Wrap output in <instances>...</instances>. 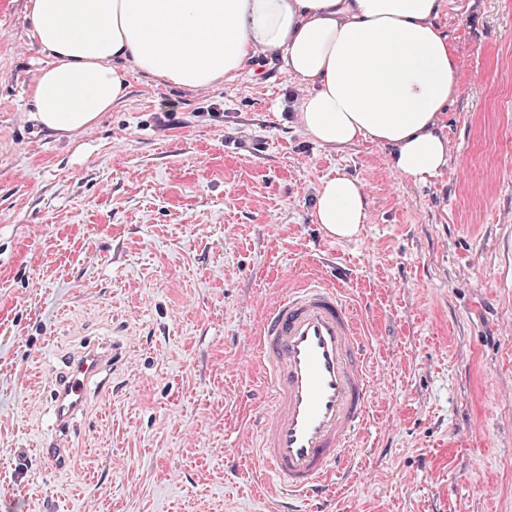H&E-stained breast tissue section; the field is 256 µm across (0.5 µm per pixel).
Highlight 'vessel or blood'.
Instances as JSON below:
<instances>
[{
  "instance_id": "vessel-or-blood-1",
  "label": "vessel or blood",
  "mask_w": 512,
  "mask_h": 512,
  "mask_svg": "<svg viewBox=\"0 0 512 512\" xmlns=\"http://www.w3.org/2000/svg\"><path fill=\"white\" fill-rule=\"evenodd\" d=\"M368 359L369 341L345 292L321 278L289 287L264 314L251 365L272 411L256 424L258 452L284 512L298 501L322 500L334 478L348 474L352 445L370 422ZM114 364L113 350L93 345L52 376L56 438L45 448L57 467L72 460L58 435L84 411L90 386L107 383Z\"/></svg>"
}]
</instances>
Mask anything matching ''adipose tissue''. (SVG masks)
I'll list each match as a JSON object with an SVG mask.
<instances>
[{
	"label": "adipose tissue",
	"mask_w": 512,
	"mask_h": 512,
	"mask_svg": "<svg viewBox=\"0 0 512 512\" xmlns=\"http://www.w3.org/2000/svg\"><path fill=\"white\" fill-rule=\"evenodd\" d=\"M446 0H26L27 36L48 61L27 88L44 131L71 138L129 94L123 61L167 86L213 88L257 49L279 53L306 93L297 120L314 143L385 148L394 173L426 183L448 166L439 118L458 59L437 20ZM363 184L322 180L325 235L357 237Z\"/></svg>",
	"instance_id": "adipose-tissue-1"
}]
</instances>
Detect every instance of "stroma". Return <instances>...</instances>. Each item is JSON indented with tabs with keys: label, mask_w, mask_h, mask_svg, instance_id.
<instances>
[{
	"label": "stroma",
	"mask_w": 512,
	"mask_h": 512,
	"mask_svg": "<svg viewBox=\"0 0 512 512\" xmlns=\"http://www.w3.org/2000/svg\"><path fill=\"white\" fill-rule=\"evenodd\" d=\"M25 0H0V512H277L243 430L251 333L281 293L320 275L370 337L376 386L334 512H512V0H452L460 62L441 115L449 162L417 184L369 142L322 147L283 66L211 89L130 70L127 99L73 139L33 120L47 63ZM233 124L201 119L211 103ZM176 105L185 127L161 131ZM370 200L358 238L312 214L323 176ZM118 349L65 439L42 452L49 375Z\"/></svg>",
	"instance_id": "1"
}]
</instances>
